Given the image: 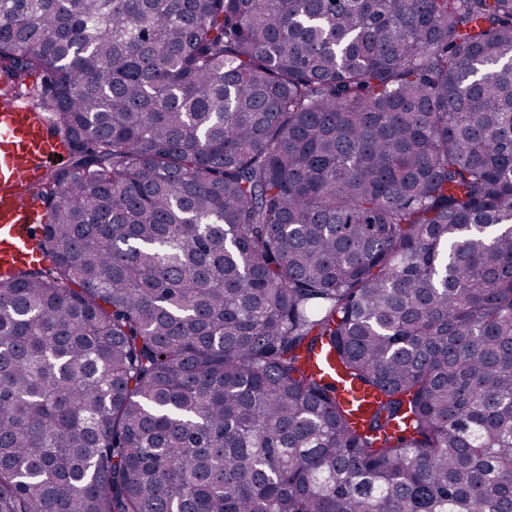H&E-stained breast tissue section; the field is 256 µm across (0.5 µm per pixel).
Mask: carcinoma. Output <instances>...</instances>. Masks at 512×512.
<instances>
[{
    "label": "carcinoma",
    "mask_w": 512,
    "mask_h": 512,
    "mask_svg": "<svg viewBox=\"0 0 512 512\" xmlns=\"http://www.w3.org/2000/svg\"><path fill=\"white\" fill-rule=\"evenodd\" d=\"M34 75L0 512H512V0H0Z\"/></svg>",
    "instance_id": "carcinoma-1"
}]
</instances>
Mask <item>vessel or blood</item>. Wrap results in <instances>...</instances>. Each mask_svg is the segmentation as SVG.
Returning a JSON list of instances; mask_svg holds the SVG:
<instances>
[{"label":"vessel or blood","instance_id":"b4317fda","mask_svg":"<svg viewBox=\"0 0 512 512\" xmlns=\"http://www.w3.org/2000/svg\"><path fill=\"white\" fill-rule=\"evenodd\" d=\"M62 151L39 100L23 97L0 107V269L31 262L27 240L45 216L36 210L29 188Z\"/></svg>","mask_w":512,"mask_h":512}]
</instances>
